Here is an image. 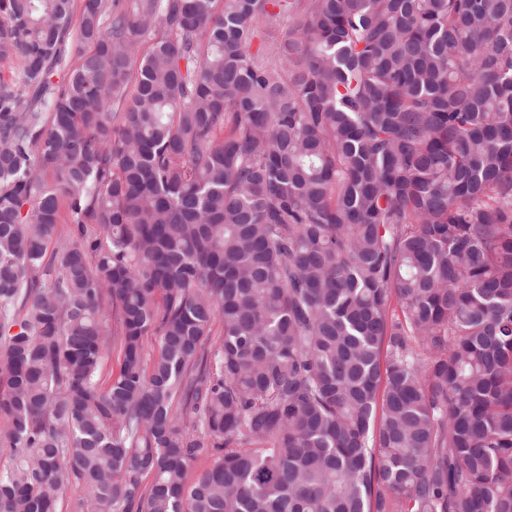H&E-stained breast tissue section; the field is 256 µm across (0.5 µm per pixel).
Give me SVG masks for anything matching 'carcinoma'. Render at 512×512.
I'll return each instance as SVG.
<instances>
[{
	"label": "carcinoma",
	"instance_id": "cac0c4a2",
	"mask_svg": "<svg viewBox=\"0 0 512 512\" xmlns=\"http://www.w3.org/2000/svg\"><path fill=\"white\" fill-rule=\"evenodd\" d=\"M74 6L0 0V512H512V0Z\"/></svg>",
	"mask_w": 512,
	"mask_h": 512
}]
</instances>
